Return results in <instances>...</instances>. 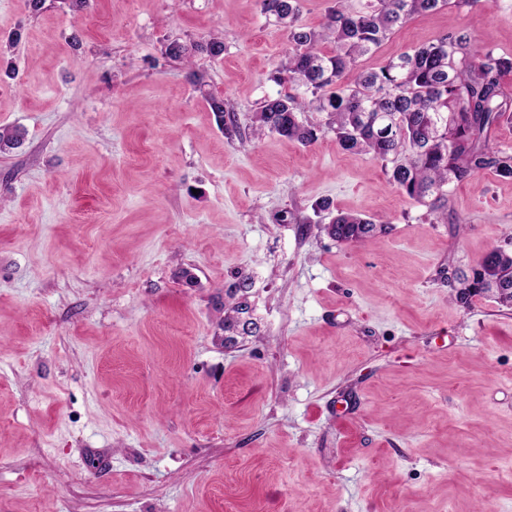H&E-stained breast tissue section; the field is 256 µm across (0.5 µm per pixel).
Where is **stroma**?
<instances>
[{"instance_id": "stroma-1", "label": "stroma", "mask_w": 512, "mask_h": 512, "mask_svg": "<svg viewBox=\"0 0 512 512\" xmlns=\"http://www.w3.org/2000/svg\"><path fill=\"white\" fill-rule=\"evenodd\" d=\"M87 12L0 0V127L27 131L0 153V512H512V309L448 284L512 243V180L437 224L333 134L227 139L204 93L251 133L290 49L260 0ZM455 31L512 53V0L414 16L345 79ZM337 212L388 229L339 243ZM241 274L260 333L227 347ZM196 53H206L210 57H219L224 53V42L218 37H210L208 40L193 42L190 45L172 41L166 47V55L173 60L185 62L192 66Z\"/></svg>"}]
</instances>
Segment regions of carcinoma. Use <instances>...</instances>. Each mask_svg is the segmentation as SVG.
I'll return each mask as SVG.
<instances>
[{"label":"carcinoma","mask_w":512,"mask_h":512,"mask_svg":"<svg viewBox=\"0 0 512 512\" xmlns=\"http://www.w3.org/2000/svg\"><path fill=\"white\" fill-rule=\"evenodd\" d=\"M303 0H261L262 12L275 18L288 35L291 51L273 80L294 85L296 94L265 99L255 115V132L276 133L303 145L334 134L346 151L372 155L385 166L389 182L431 213L441 211L450 187L489 172L512 179V149L494 143L495 130L512 120V96L502 79L512 73V55L497 54L474 37L459 32L390 58L377 71H362L351 84L342 76L357 60L388 39L394 27L413 16L434 13L449 0H360L355 11L329 9L319 29L301 22ZM324 43L334 44L327 52ZM197 53L219 57L224 42L216 37L190 45L176 40L166 47L173 60L192 65ZM218 125L229 137L240 136L229 103L203 91ZM313 108L327 113V122H305ZM24 130L0 128V152L20 147ZM387 229L358 214H338L324 227L338 242L356 243ZM457 299L467 302L471 288H507L496 298L512 308V250L493 248L459 281ZM253 281L238 276L224 286V318L219 323L226 346L260 331L248 298Z\"/></svg>","instance_id":"1"}]
</instances>
